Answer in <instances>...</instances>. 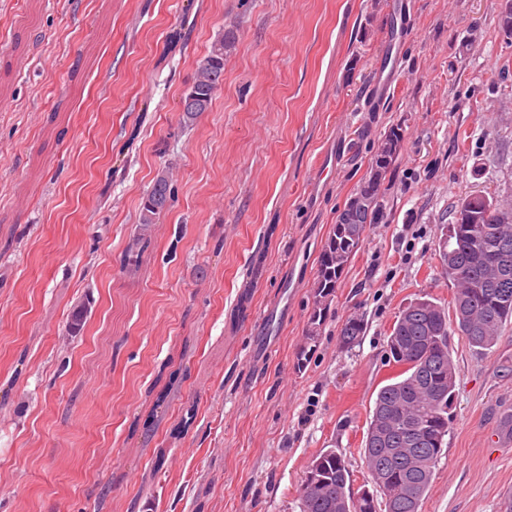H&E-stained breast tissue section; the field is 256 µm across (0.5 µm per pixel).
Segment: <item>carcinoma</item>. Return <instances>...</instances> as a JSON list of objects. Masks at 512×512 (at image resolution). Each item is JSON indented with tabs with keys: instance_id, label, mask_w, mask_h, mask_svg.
Segmentation results:
<instances>
[{
	"instance_id": "1",
	"label": "carcinoma",
	"mask_w": 512,
	"mask_h": 512,
	"mask_svg": "<svg viewBox=\"0 0 512 512\" xmlns=\"http://www.w3.org/2000/svg\"><path fill=\"white\" fill-rule=\"evenodd\" d=\"M232 39L231 32L221 35L196 62L191 82L180 98L184 125H193L209 111L224 80V53L232 45ZM402 141V129L389 128L377 146L380 150L394 144L388 160L381 167L370 168L354 193L357 202L344 205L322 246L314 282L312 326L321 320L327 300L363 243L367 229L384 218L378 196ZM174 199V168L168 164L157 170L142 199L137 253L149 248V228L158 223ZM461 202L467 205V222L450 225L444 269L456 285L452 308L457 329H466L471 346L489 349L496 344L503 323L512 318V221L492 225L494 233L489 239L465 250L461 242L486 224V204L479 196H466ZM422 304L418 310L406 307L401 311L395 326L402 330L403 339L399 342L388 338L386 363L401 366L420 350L438 343L444 347L443 356L422 374L413 367L395 373L379 389L367 429L373 439L363 448L371 481L381 480L383 512H419L449 432L456 373L448 348V309L429 299L422 300ZM363 333L364 320L349 319L340 329V343L349 349ZM406 418H415L420 424L411 444L419 458V467L415 469L397 452L405 447L398 430ZM315 460L313 486L300 485L301 512H375L365 499L350 493L349 471L341 453L334 448L327 449L316 455Z\"/></svg>"
}]
</instances>
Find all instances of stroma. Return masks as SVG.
Here are the masks:
<instances>
[{"instance_id":"obj_1","label":"stroma","mask_w":512,"mask_h":512,"mask_svg":"<svg viewBox=\"0 0 512 512\" xmlns=\"http://www.w3.org/2000/svg\"><path fill=\"white\" fill-rule=\"evenodd\" d=\"M505 5L0 0V512H300L329 448L369 486L394 322L418 297L451 302L457 202H512ZM228 30L224 82L184 126L195 62ZM396 125L385 217L307 341L321 246ZM166 163L175 202L124 265ZM351 317L365 332L347 351ZM450 352L420 512H504L512 321L483 351L451 330Z\"/></svg>"}]
</instances>
